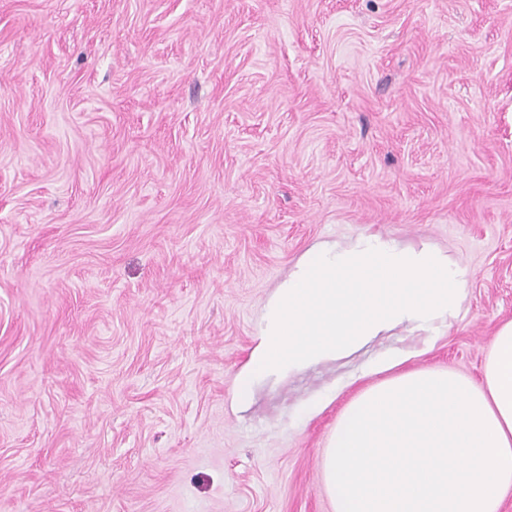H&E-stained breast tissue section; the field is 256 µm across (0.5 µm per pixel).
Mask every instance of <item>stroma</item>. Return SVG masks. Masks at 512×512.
Instances as JSON below:
<instances>
[{"mask_svg":"<svg viewBox=\"0 0 512 512\" xmlns=\"http://www.w3.org/2000/svg\"><path fill=\"white\" fill-rule=\"evenodd\" d=\"M370 234L458 318L234 410L277 283ZM507 319L512 0H0V512H334L368 362L476 379Z\"/></svg>","mask_w":512,"mask_h":512,"instance_id":"obj_1","label":"stroma"}]
</instances>
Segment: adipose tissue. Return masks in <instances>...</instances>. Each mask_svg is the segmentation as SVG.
<instances>
[{
	"instance_id": "1",
	"label": "adipose tissue",
	"mask_w": 512,
	"mask_h": 512,
	"mask_svg": "<svg viewBox=\"0 0 512 512\" xmlns=\"http://www.w3.org/2000/svg\"><path fill=\"white\" fill-rule=\"evenodd\" d=\"M467 273L441 250L379 235L321 241L268 297L233 404L259 384L351 356L397 330L438 335L466 297ZM406 352L369 368L322 458L336 512H500L512 494V319L500 323L481 382L410 369Z\"/></svg>"
}]
</instances>
